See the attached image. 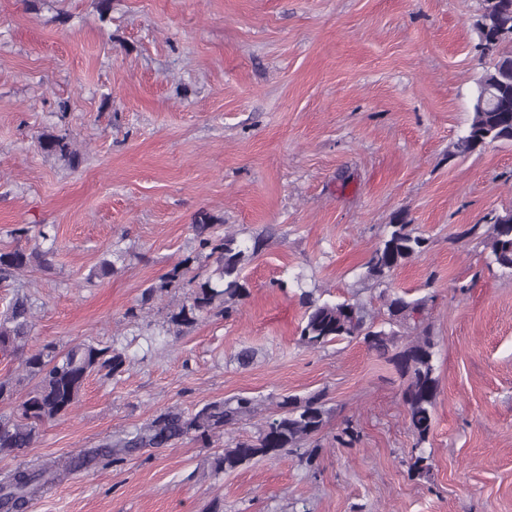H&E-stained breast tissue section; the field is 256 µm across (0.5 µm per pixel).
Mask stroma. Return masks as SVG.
<instances>
[{"instance_id": "stroma-1", "label": "stroma", "mask_w": 512, "mask_h": 512, "mask_svg": "<svg viewBox=\"0 0 512 512\" xmlns=\"http://www.w3.org/2000/svg\"><path fill=\"white\" fill-rule=\"evenodd\" d=\"M482 0H0V249L57 238L21 278L36 344L127 346L74 411L43 425L17 463L62 460L171 406L232 396L257 415L203 444L145 448L74 473L27 512H512V274L462 228L512 209V144L466 158L484 67ZM64 133L77 163L39 148ZM426 251L392 290L426 298L439 392L414 445L395 367L361 340L299 341L301 290L387 316L365 264L397 214ZM265 246L230 313L180 337L144 290L188 256L195 226ZM26 225L29 236L14 228ZM123 265L99 278L113 248ZM250 349L241 366L237 356ZM324 395L300 449L214 476L210 461L275 418L283 397Z\"/></svg>"}]
</instances>
